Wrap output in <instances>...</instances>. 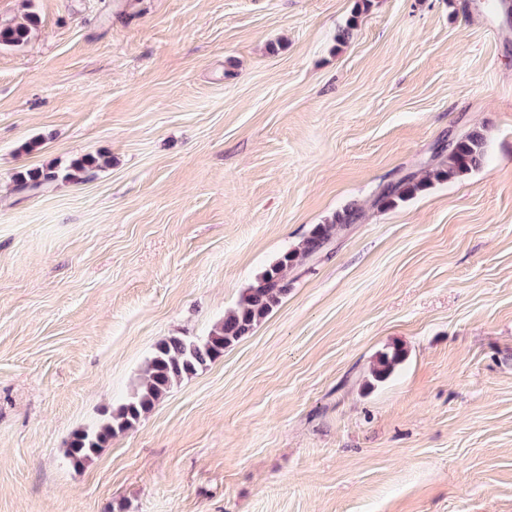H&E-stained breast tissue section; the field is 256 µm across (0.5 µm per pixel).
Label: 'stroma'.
I'll return each instance as SVG.
<instances>
[{
    "instance_id": "obj_1",
    "label": "stroma",
    "mask_w": 512,
    "mask_h": 512,
    "mask_svg": "<svg viewBox=\"0 0 512 512\" xmlns=\"http://www.w3.org/2000/svg\"><path fill=\"white\" fill-rule=\"evenodd\" d=\"M354 3L0 0L37 16L0 45V512H512V24L372 0L342 44ZM475 127L480 168L372 207ZM351 203L249 336L70 462L158 341ZM36 22V15L29 12L26 14L24 22L17 23L12 26L1 27L0 45L19 46L23 44L28 38L31 26L35 25ZM59 178V173L53 170L52 167L44 170L29 171L25 174L18 173L15 177L16 182L23 190L29 191H43L52 182ZM407 351L401 344H393L378 352L371 362L369 375L373 382L386 381L406 359Z\"/></svg>"
}]
</instances>
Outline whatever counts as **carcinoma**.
Here are the masks:
<instances>
[{"label":"carcinoma","instance_id":"1","mask_svg":"<svg viewBox=\"0 0 512 512\" xmlns=\"http://www.w3.org/2000/svg\"><path fill=\"white\" fill-rule=\"evenodd\" d=\"M371 5L372 0H355L351 17L339 29L338 42L349 41L357 19ZM36 22V15L29 12L23 22L1 27L0 45L23 44ZM436 157L440 158L439 164L425 171L422 177L409 174L383 186L373 205L385 209L395 207L436 182L450 181L471 172L484 158V136L477 130L466 131L458 135L450 146L439 150ZM98 168V159L87 156L74 163L62 176L50 167L25 174L20 172L15 180L23 190L42 191L60 177L71 179L79 173L88 177ZM359 217L360 209L351 206L336 213L327 223L314 225L296 247L283 253L243 291L236 307L225 314L224 320L216 323L207 335L169 336L158 342L145 362L140 383L133 394L118 407L105 410L96 424L72 434L67 448L71 463L79 467L91 462L112 442V438L133 429L175 385L197 374L222 357L224 350L249 335L288 296L293 284L288 279V270L303 258L322 254L336 233L356 223ZM406 355V349L400 344L377 353L369 370L372 381H386L404 362Z\"/></svg>","mask_w":512,"mask_h":512}]
</instances>
